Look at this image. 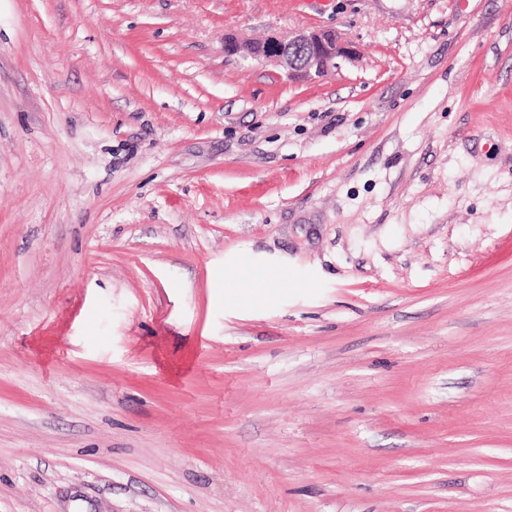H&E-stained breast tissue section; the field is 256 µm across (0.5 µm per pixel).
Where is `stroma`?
I'll use <instances>...</instances> for the list:
<instances>
[{
    "instance_id": "35a3bbf8",
    "label": "stroma",
    "mask_w": 512,
    "mask_h": 512,
    "mask_svg": "<svg viewBox=\"0 0 512 512\" xmlns=\"http://www.w3.org/2000/svg\"><path fill=\"white\" fill-rule=\"evenodd\" d=\"M0 512H512V0H0ZM224 50L228 54H246L255 59L280 62L290 78L315 80L336 68L338 61L349 59L352 49L335 32L302 31L288 37H269L263 41L240 40L227 36Z\"/></svg>"
}]
</instances>
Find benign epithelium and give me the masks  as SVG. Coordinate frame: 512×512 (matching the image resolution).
<instances>
[{
	"mask_svg": "<svg viewBox=\"0 0 512 512\" xmlns=\"http://www.w3.org/2000/svg\"><path fill=\"white\" fill-rule=\"evenodd\" d=\"M224 50L229 54L276 60L288 70V77L308 80L327 75L337 67L338 61L352 56V49L329 30L302 31L263 41L241 40L231 35L224 40Z\"/></svg>",
	"mask_w": 512,
	"mask_h": 512,
	"instance_id": "7a95c632",
	"label": "benign epithelium"
}]
</instances>
